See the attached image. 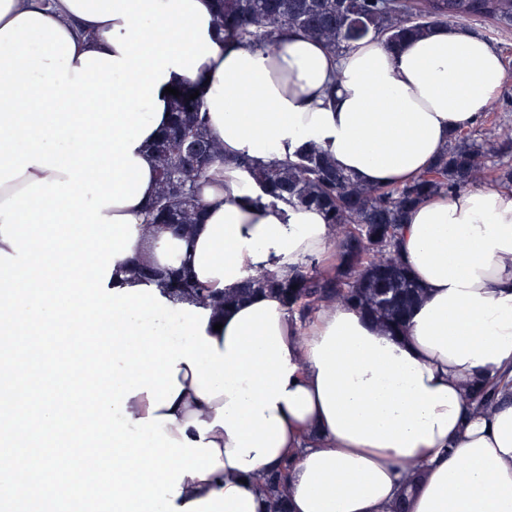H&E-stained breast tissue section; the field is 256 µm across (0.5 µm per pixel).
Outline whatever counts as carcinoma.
<instances>
[{
    "mask_svg": "<svg viewBox=\"0 0 512 512\" xmlns=\"http://www.w3.org/2000/svg\"><path fill=\"white\" fill-rule=\"evenodd\" d=\"M470 20L511 34L512 0H217L215 16L226 41L264 48L288 28L322 40L335 53L365 38L395 45L436 25ZM198 89V83L179 88V96L171 100L170 126L150 145L158 192L147 207L148 224H177L180 230H188L199 219V182L208 165L223 159L201 112L202 97L190 99ZM184 129L192 134L186 144L180 141ZM511 143L509 131L497 146L456 138L417 180L399 187L362 184L321 150L265 163L245 156L237 159L238 166L251 172L269 204L322 210L343 259V267L334 273L321 270L313 261L298 264L286 280L269 274L251 275L240 296L276 291L285 298L289 313L302 323L323 302L336 301L364 310L395 331L402 330L422 294L397 247L407 211L433 195H449L472 186L487 169V159ZM183 148L204 154L206 165L182 164L178 153ZM161 286L202 297L201 289L184 271L162 275ZM499 388L498 381L484 382L474 391L473 399L485 406ZM283 478L277 473L263 479L272 512H285Z\"/></svg>",
    "mask_w": 512,
    "mask_h": 512,
    "instance_id": "obj_1",
    "label": "carcinoma"
}]
</instances>
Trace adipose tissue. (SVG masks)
<instances>
[{"instance_id":"ef3b65f1","label":"adipose tissue","mask_w":512,"mask_h":512,"mask_svg":"<svg viewBox=\"0 0 512 512\" xmlns=\"http://www.w3.org/2000/svg\"><path fill=\"white\" fill-rule=\"evenodd\" d=\"M25 12L67 33L72 66L90 51L117 53L106 34L123 18L89 21L65 0H0V28ZM208 35L216 55L196 77L174 72L168 80L174 88L200 82L209 130L224 146L201 183V219L181 237L143 224V203L157 186L149 177L142 203L105 210L133 216L137 232L108 286L145 285L136 256L161 272L185 268L212 297L234 296L228 307H212L205 328L221 352L239 312L276 302L294 367L287 389H306L312 408L300 418L277 402L284 442L273 459L248 472L226 464L202 479L184 477L176 506L240 487L254 512H269L260 479L282 470L287 512H512V389L483 408L471 393L476 381L512 377V190L471 187L408 211L399 251L424 296L404 332L336 303L303 328L275 294L237 296L249 275L284 278L336 250L321 211L262 201L235 158L283 160L311 144L363 184L412 182L501 93V55L458 24L393 47L366 39L340 53L291 30L267 49L225 41L213 25ZM178 381V397L157 410L171 418L165 433L232 450L214 423L227 396L202 399L184 362ZM198 419L211 430L199 433Z\"/></svg>"}]
</instances>
